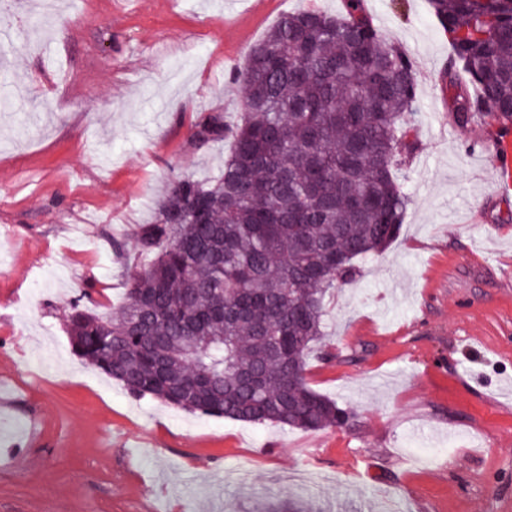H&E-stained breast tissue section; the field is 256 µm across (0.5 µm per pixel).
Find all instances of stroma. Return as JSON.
<instances>
[{
	"label": "stroma",
	"instance_id": "35a3bbf8",
	"mask_svg": "<svg viewBox=\"0 0 512 512\" xmlns=\"http://www.w3.org/2000/svg\"><path fill=\"white\" fill-rule=\"evenodd\" d=\"M0 0V512H512V186L497 125L462 126L428 0H364L416 63L419 149L398 240L327 301L308 360L348 426L301 431L131 397L73 353L171 174L217 175L201 112L285 13L342 0Z\"/></svg>",
	"mask_w": 512,
	"mask_h": 512
}]
</instances>
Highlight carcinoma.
Returning a JSON list of instances; mask_svg holds the SVG:
<instances>
[{
  "instance_id": "cac0c4a2",
  "label": "carcinoma",
  "mask_w": 512,
  "mask_h": 512,
  "mask_svg": "<svg viewBox=\"0 0 512 512\" xmlns=\"http://www.w3.org/2000/svg\"><path fill=\"white\" fill-rule=\"evenodd\" d=\"M453 54L442 81L460 124L512 128V0H429ZM230 125L203 112L200 147L232 142L219 174L170 179L138 237L147 260L104 316L71 303L73 351L135 398L189 413L317 431L352 414L312 389L325 299L401 234L397 174L417 150L412 57L364 11L298 9L235 71Z\"/></svg>"
}]
</instances>
